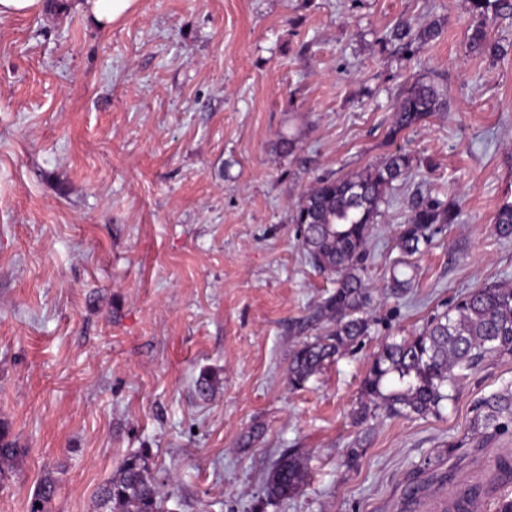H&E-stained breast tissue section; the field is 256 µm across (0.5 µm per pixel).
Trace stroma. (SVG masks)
<instances>
[{
	"label": "stroma",
	"instance_id": "1",
	"mask_svg": "<svg viewBox=\"0 0 512 512\" xmlns=\"http://www.w3.org/2000/svg\"><path fill=\"white\" fill-rule=\"evenodd\" d=\"M83 2L0 19V432L21 450L0 512H31L47 478L44 512H96L137 452L169 512H402L415 480L412 512H441L442 475L485 479L512 433L472 438L473 404L512 381V356L467 371L441 416L358 427L351 413L383 341L479 285L512 286V239L493 228L512 203V15L487 24L494 57L470 49L469 0H136L106 27ZM403 22L440 34L401 53L384 37ZM416 80L443 86L445 107L390 136ZM399 149L412 174L368 243L374 332L291 389L290 356L334 289L292 215L317 176ZM418 192L461 216L407 258ZM399 266L413 286L384 298ZM465 438L466 458L444 454ZM286 448L307 483L266 501Z\"/></svg>",
	"mask_w": 512,
	"mask_h": 512
}]
</instances>
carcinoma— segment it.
<instances>
[{"mask_svg": "<svg viewBox=\"0 0 512 512\" xmlns=\"http://www.w3.org/2000/svg\"><path fill=\"white\" fill-rule=\"evenodd\" d=\"M473 13L485 18L488 12L505 15L512 0H470ZM385 39L411 50V25L400 24ZM474 51L490 50L497 56L502 48L487 43L486 24L476 26L469 37ZM446 93L433 83L416 81L397 98L392 132L412 128L441 111ZM409 155L397 151L379 165L354 175L319 176L297 205L293 217L298 224L297 240L309 265L334 278L335 290L318 306L315 320L324 324L323 335L295 350L288 365V381L301 388L327 364L344 355L371 335L374 322L366 309L372 302L365 284L368 239L381 206L388 203L393 183L411 169ZM460 211L439 195L418 194L410 203V215L401 225L398 247L405 255L420 252L431 242L440 224H454ZM495 234L512 238V203L503 205L495 217ZM412 287V279L399 278L394 271L386 294L399 297ZM512 355V287L491 283L461 295L448 311L430 317L415 334L383 343L373 354L361 385L362 399L353 414L356 424L380 416L412 415L439 417L452 400L462 372L478 366L490 356ZM470 431L488 441L512 432V382L474 403ZM18 449L7 435L0 434V475L17 457ZM493 483L466 486L463 497L453 491L444 512H474L479 501L491 498L495 512H512V455L493 463ZM303 457L293 449L283 451L265 478L264 492L271 501L298 495L306 482ZM101 512H165L158 485L146 458L130 454L121 463L99 495Z\"/></svg>", "mask_w": 512, "mask_h": 512, "instance_id": "1", "label": "carcinoma"}]
</instances>
